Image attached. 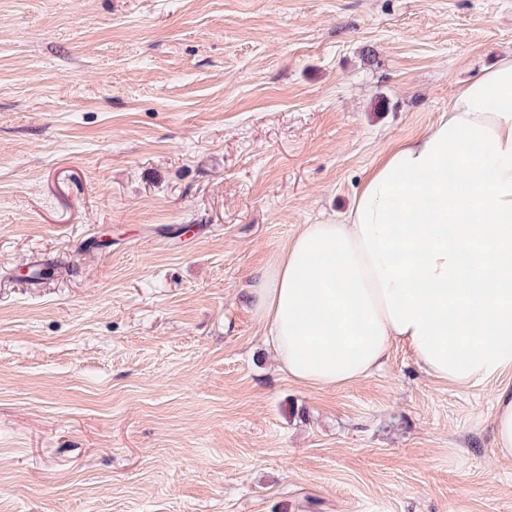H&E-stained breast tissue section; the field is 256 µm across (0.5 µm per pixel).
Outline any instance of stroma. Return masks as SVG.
Instances as JSON below:
<instances>
[{"label": "stroma", "instance_id": "1", "mask_svg": "<svg viewBox=\"0 0 512 512\" xmlns=\"http://www.w3.org/2000/svg\"><path fill=\"white\" fill-rule=\"evenodd\" d=\"M511 52L512 0H0V512H512V373L298 386L249 293ZM494 445L500 456H512V388L501 389L496 397L491 415Z\"/></svg>", "mask_w": 512, "mask_h": 512}]
</instances>
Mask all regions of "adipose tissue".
<instances>
[{"instance_id":"adipose-tissue-1","label":"adipose tissue","mask_w":512,"mask_h":512,"mask_svg":"<svg viewBox=\"0 0 512 512\" xmlns=\"http://www.w3.org/2000/svg\"><path fill=\"white\" fill-rule=\"evenodd\" d=\"M280 372L340 388L407 346L464 387L512 372V55L390 148L340 224H304L250 288ZM512 456V388L491 415Z\"/></svg>"}]
</instances>
